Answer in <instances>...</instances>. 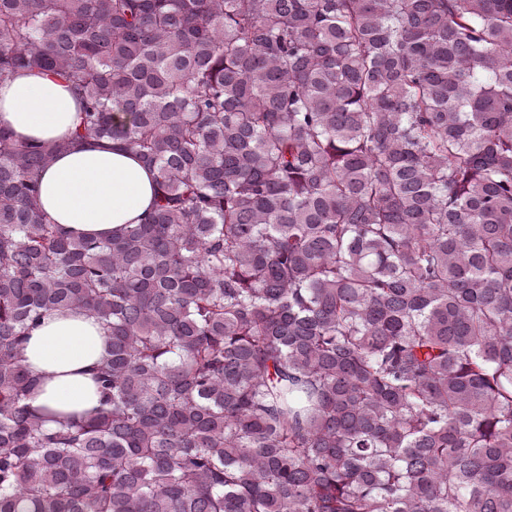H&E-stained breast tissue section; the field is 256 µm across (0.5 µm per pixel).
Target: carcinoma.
Wrapping results in <instances>:
<instances>
[{
  "label": "carcinoma",
  "mask_w": 512,
  "mask_h": 512,
  "mask_svg": "<svg viewBox=\"0 0 512 512\" xmlns=\"http://www.w3.org/2000/svg\"><path fill=\"white\" fill-rule=\"evenodd\" d=\"M156 172L105 240L0 126V512H512V0H0V81ZM108 348L50 425L54 311ZM107 337L92 317L53 312L29 337L24 365L42 380L29 403L60 419L82 415L97 405L96 387L88 369L107 350Z\"/></svg>",
  "instance_id": "obj_1"
}]
</instances>
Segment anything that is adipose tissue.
<instances>
[{"label":"adipose tissue","instance_id":"1","mask_svg":"<svg viewBox=\"0 0 512 512\" xmlns=\"http://www.w3.org/2000/svg\"><path fill=\"white\" fill-rule=\"evenodd\" d=\"M78 105L56 78L23 72L0 84V125L20 142L69 137ZM154 173L138 156L91 138L53 157L45 168L37 198L40 209L73 236H111L140 223L154 200ZM107 350L100 324L78 312H55L35 328L24 364L42 380L32 408L59 418L81 415L97 404L90 367Z\"/></svg>","mask_w":512,"mask_h":512}]
</instances>
